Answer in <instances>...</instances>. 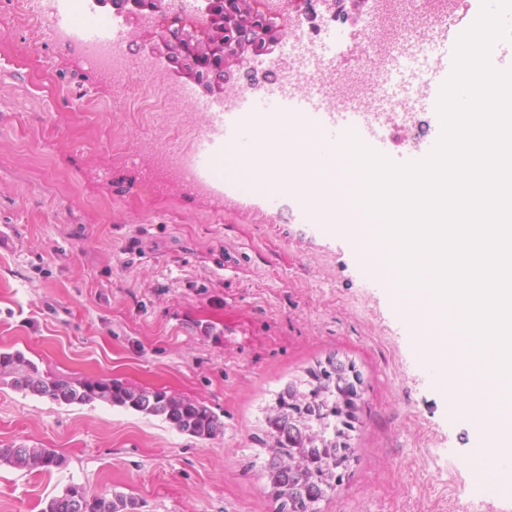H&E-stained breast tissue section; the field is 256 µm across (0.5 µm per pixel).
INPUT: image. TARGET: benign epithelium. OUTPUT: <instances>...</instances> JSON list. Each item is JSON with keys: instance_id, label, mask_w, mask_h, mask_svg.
I'll list each match as a JSON object with an SVG mask.
<instances>
[{"instance_id": "1", "label": "benign epithelium", "mask_w": 512, "mask_h": 512, "mask_svg": "<svg viewBox=\"0 0 512 512\" xmlns=\"http://www.w3.org/2000/svg\"><path fill=\"white\" fill-rule=\"evenodd\" d=\"M115 14L148 31L154 38L153 52L167 67L182 74L224 104V85L233 69L244 68L261 56L270 55L285 36V16L272 0H204L197 13L186 12L183 0H164L157 10L144 0H112ZM377 0H351L347 14L357 19L377 9ZM224 33V78L198 69L191 48Z\"/></svg>"}]
</instances>
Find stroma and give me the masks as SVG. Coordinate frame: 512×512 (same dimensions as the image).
Segmentation results:
<instances>
[{
    "label": "stroma",
    "instance_id": "obj_1",
    "mask_svg": "<svg viewBox=\"0 0 512 512\" xmlns=\"http://www.w3.org/2000/svg\"><path fill=\"white\" fill-rule=\"evenodd\" d=\"M0 0V351L64 379H114L205 403L224 434L200 440L162 418L65 405L0 386V446L27 443L64 468L0 467V512H42L71 483L135 498L137 512H276L262 438L276 392L336 356L364 379L355 458L318 512H512L467 461L479 446L451 416L381 281L348 240L289 194L269 207L233 184L150 182L159 148L107 72ZM361 24L340 23L332 77L360 86ZM136 81L183 93L177 120L204 131L203 92L126 27ZM283 50L228 92L267 95ZM392 124L391 148L430 141L433 112Z\"/></svg>",
    "mask_w": 512,
    "mask_h": 512
}]
</instances>
